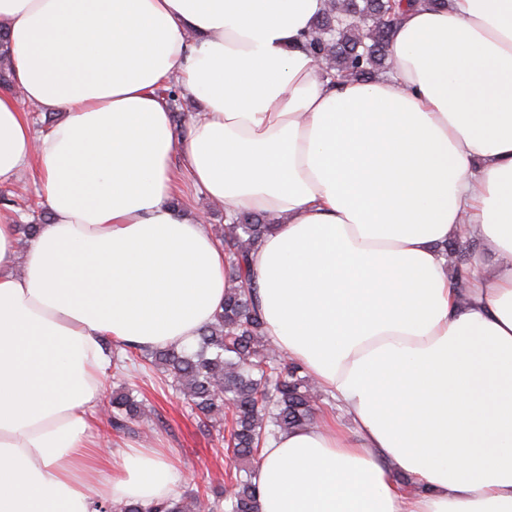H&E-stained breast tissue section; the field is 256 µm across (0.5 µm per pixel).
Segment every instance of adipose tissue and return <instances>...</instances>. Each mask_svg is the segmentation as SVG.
Instances as JSON below:
<instances>
[{"instance_id": "obj_1", "label": "adipose tissue", "mask_w": 512, "mask_h": 512, "mask_svg": "<svg viewBox=\"0 0 512 512\" xmlns=\"http://www.w3.org/2000/svg\"><path fill=\"white\" fill-rule=\"evenodd\" d=\"M327 0H0V183L36 173L50 216L0 211V512L154 505L156 450L91 437L104 338L191 344L227 257L173 207L182 169L252 252L266 333L337 414L268 438L259 512H512V0L421 6L391 70L334 81L304 49ZM197 110L176 140L160 86ZM57 114L34 135L18 106ZM471 224L460 302L446 244Z\"/></svg>"}]
</instances>
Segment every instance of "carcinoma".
<instances>
[{
    "label": "carcinoma",
    "instance_id": "cac0c4a2",
    "mask_svg": "<svg viewBox=\"0 0 512 512\" xmlns=\"http://www.w3.org/2000/svg\"><path fill=\"white\" fill-rule=\"evenodd\" d=\"M422 4L423 0H327L304 48L340 80H373L390 68L392 19L403 16V9ZM11 75L10 48L0 34V83H10ZM272 225L267 217L241 214L222 229L229 255L224 309L193 345L149 350L126 345L123 359L112 353L115 373L129 365L159 370L171 380L176 394L212 426H223L226 414H231L226 452L238 466L224 501L210 499L205 491L150 507L119 503L109 512H259L253 479L265 440L317 424V383L302 364L283 358L266 336L256 289L247 277L249 256ZM475 247L476 240L465 228L448 249L468 257ZM108 407L114 430L127 428L143 414L142 402L129 387L113 392Z\"/></svg>",
    "mask_w": 512,
    "mask_h": 512
}]
</instances>
